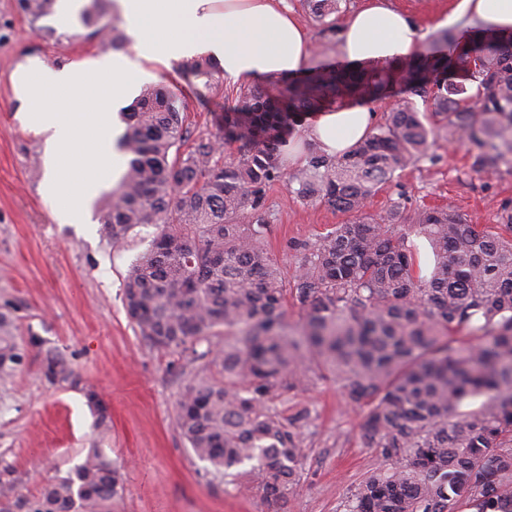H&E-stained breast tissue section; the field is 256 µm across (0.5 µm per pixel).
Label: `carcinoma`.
<instances>
[{
  "instance_id": "1",
  "label": "carcinoma",
  "mask_w": 512,
  "mask_h": 512,
  "mask_svg": "<svg viewBox=\"0 0 512 512\" xmlns=\"http://www.w3.org/2000/svg\"><path fill=\"white\" fill-rule=\"evenodd\" d=\"M108 0L80 14L87 36L124 47ZM35 23L54 0H20ZM334 29L339 0H301ZM186 78H212L206 57L182 63ZM423 98L404 103L341 157L310 147L293 173L281 146L308 113L384 98L397 87ZM182 103L147 86L123 113L118 146L126 169L105 206L114 242L141 224L159 237L123 280L127 312L152 345L187 351L224 374L199 378L178 401L176 422L193 454L213 473L242 479L281 512L298 486L301 412L279 409L310 383L311 363L341 383L345 399L367 407L362 443L377 463L351 492L344 512H512V203L498 223L472 224L453 207L396 202L375 219L367 203L429 155L437 134L466 147L471 168L512 167V31L473 30L466 44L438 32L396 64H311L296 77L243 88L224 112V143L236 155L212 160L200 144L187 154ZM296 184L304 204L354 215L314 240L293 244L291 283L266 248V188ZM428 240L433 265L422 273L412 238ZM301 306L299 335L286 303ZM217 328L224 346L197 351ZM25 357L14 322L0 313V378ZM51 382L72 378L48 361ZM249 468H244V465ZM121 476L101 448L28 499L0 487V512H112Z\"/></svg>"
}]
</instances>
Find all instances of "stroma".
<instances>
[{
    "mask_svg": "<svg viewBox=\"0 0 512 512\" xmlns=\"http://www.w3.org/2000/svg\"><path fill=\"white\" fill-rule=\"evenodd\" d=\"M285 4L310 31L316 55L338 63L339 31L323 30L300 0ZM80 30L79 22L52 14L32 26L19 0H0V312L12 313L27 350L25 364L0 382V483L36 497L47 479L66 475L87 449L101 448L123 475L112 512H273L194 456L176 428V402L202 366L151 345L126 311L123 278L150 248L157 225H139L115 243L99 222L102 201L92 203L94 223L59 224L41 194L43 139L22 123L11 76L29 56L61 68L110 52ZM148 71L147 84L181 95L189 131L184 151L210 142L225 158L222 116L238 83L220 73L208 82L189 80L176 65ZM431 152L432 159L384 186L368 214L382 215L397 201L412 208L450 204L471 223H495L501 203L512 200V168L473 171L466 149L442 139ZM266 204L268 248L288 280L298 265L291 241L315 239L350 219L322 204H300L283 181L268 188ZM50 356L73 371L75 382L45 379ZM92 393L97 402L89 401ZM100 403L109 417L104 435L96 426ZM284 408L290 415L309 412L301 428L300 481L287 512H343L351 490L376 464L360 439L364 408L348 404L335 378L321 370L311 385L289 393Z\"/></svg>",
    "mask_w": 512,
    "mask_h": 512,
    "instance_id": "35a3bbf8",
    "label": "stroma"
}]
</instances>
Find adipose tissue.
Listing matches in <instances>:
<instances>
[{
  "label": "adipose tissue",
  "instance_id": "adipose-tissue-1",
  "mask_svg": "<svg viewBox=\"0 0 512 512\" xmlns=\"http://www.w3.org/2000/svg\"><path fill=\"white\" fill-rule=\"evenodd\" d=\"M284 0H114L137 54H105L57 68L30 57L12 74L27 127L46 144L43 194L61 224L89 221L97 190L117 181L123 156L110 109L120 108L145 77V63L164 66L206 55L225 77L239 83L278 74L298 75L313 56L308 31L283 6ZM512 29V0H456L441 26L466 34L469 22ZM423 35L386 0H365L345 20L339 52L351 62L384 63L409 56ZM366 106L318 110L303 133L321 153L343 154L369 134Z\"/></svg>",
  "mask_w": 512,
  "mask_h": 512
}]
</instances>
